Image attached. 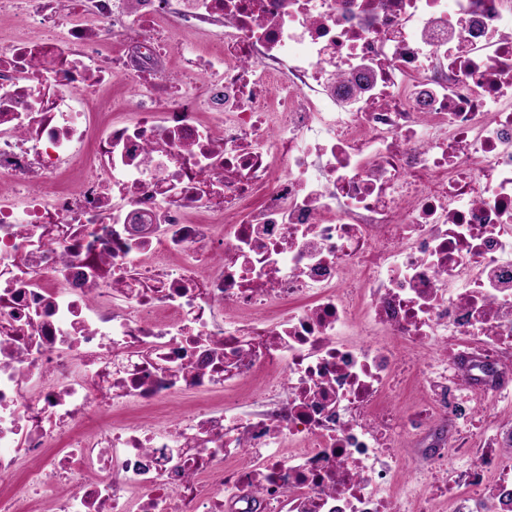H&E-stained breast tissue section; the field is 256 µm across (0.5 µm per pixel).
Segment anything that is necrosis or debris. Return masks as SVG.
Wrapping results in <instances>:
<instances>
[{
    "label": "necrosis or debris",
    "instance_id": "4bbe7bcc",
    "mask_svg": "<svg viewBox=\"0 0 512 512\" xmlns=\"http://www.w3.org/2000/svg\"><path fill=\"white\" fill-rule=\"evenodd\" d=\"M511 354L512 0H26L0 34V512H512L478 408ZM262 376L275 410L220 401Z\"/></svg>",
    "mask_w": 512,
    "mask_h": 512
}]
</instances>
